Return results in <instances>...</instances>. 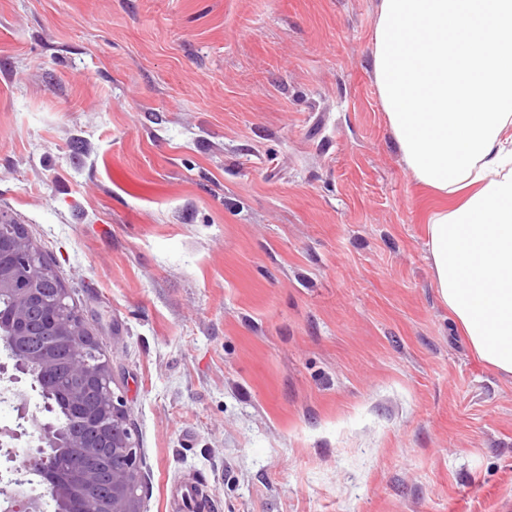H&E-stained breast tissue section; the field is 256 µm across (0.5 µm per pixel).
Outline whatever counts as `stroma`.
Instances as JSON below:
<instances>
[{
	"label": "stroma",
	"instance_id": "1",
	"mask_svg": "<svg viewBox=\"0 0 512 512\" xmlns=\"http://www.w3.org/2000/svg\"><path fill=\"white\" fill-rule=\"evenodd\" d=\"M378 6L0 0V213L110 361L140 512H512V380L436 293Z\"/></svg>",
	"mask_w": 512,
	"mask_h": 512
}]
</instances>
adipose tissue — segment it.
Masks as SVG:
<instances>
[{"instance_id":"obj_1","label":"adipose tissue","mask_w":512,"mask_h":512,"mask_svg":"<svg viewBox=\"0 0 512 512\" xmlns=\"http://www.w3.org/2000/svg\"><path fill=\"white\" fill-rule=\"evenodd\" d=\"M373 74L424 215L434 285L512 379V0H381Z\"/></svg>"}]
</instances>
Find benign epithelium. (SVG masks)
<instances>
[{"label": "benign epithelium", "mask_w": 512, "mask_h": 512, "mask_svg": "<svg viewBox=\"0 0 512 512\" xmlns=\"http://www.w3.org/2000/svg\"><path fill=\"white\" fill-rule=\"evenodd\" d=\"M9 239L6 250H0V293L10 294L14 302L13 323L23 321L28 305L41 299L39 284L41 277L49 272L37 245L25 236L19 227L0 217V237ZM55 334L71 341L72 350L67 362L71 370L74 389L72 395L80 397L85 390L101 393L109 406L103 415L92 419L102 431H107L126 420V410L121 396L112 390V378L103 374L102 367L81 357L82 347L89 344L77 323H60L50 319ZM39 445L36 451L27 454L17 470L29 473L40 471L53 459L52 449L57 445L56 434L51 427L38 428ZM72 465V480L84 489L81 512H138L130 491L137 483L139 459L133 438L116 441L112 456L98 457L93 448L75 441ZM108 478L112 481V498L97 495V483ZM0 498L8 504L7 512H30L25 483L14 479L0 485Z\"/></svg>", "instance_id": "benign-epithelium-1"}]
</instances>
